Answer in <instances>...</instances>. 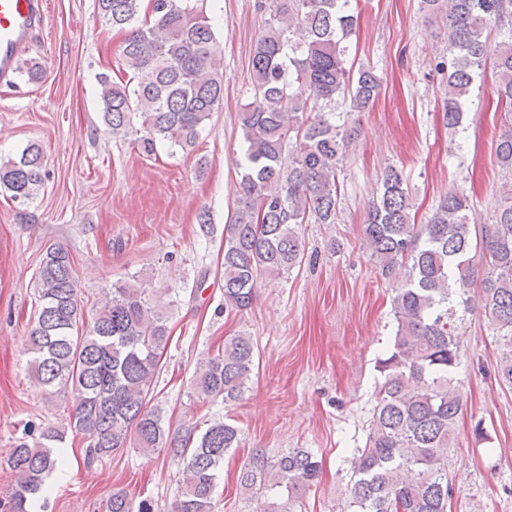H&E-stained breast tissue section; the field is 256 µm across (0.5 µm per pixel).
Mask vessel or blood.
<instances>
[{"mask_svg": "<svg viewBox=\"0 0 512 512\" xmlns=\"http://www.w3.org/2000/svg\"><path fill=\"white\" fill-rule=\"evenodd\" d=\"M44 0H0V79L13 76L35 31L44 25Z\"/></svg>", "mask_w": 512, "mask_h": 512, "instance_id": "b4317fda", "label": "vessel or blood"}]
</instances>
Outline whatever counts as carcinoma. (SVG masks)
I'll return each mask as SVG.
<instances>
[{"mask_svg":"<svg viewBox=\"0 0 512 512\" xmlns=\"http://www.w3.org/2000/svg\"><path fill=\"white\" fill-rule=\"evenodd\" d=\"M105 25L126 31L121 61L127 81L99 76L102 118L114 137L141 120L137 143L151 156L157 145L195 147L204 124L224 99L219 45L197 0H152V18L139 19L141 0H97ZM352 0H260L269 15L251 49L252 101L240 112L242 193L224 226V311L247 309L264 279L301 265L302 224H334L338 178L356 131L348 116L376 97L380 78L349 61L348 38L358 17ZM427 19L447 26L448 56L435 69L448 75L442 120L464 129L469 95L494 56L495 88L506 129L495 157L508 181L491 224L477 225L466 196L441 198L425 224L415 223L402 172H386L370 205L363 240L383 278L403 281L392 311V345L378 359L383 376L364 447L350 460L344 512H448V449L463 398L454 374L461 333L478 293L496 336L497 380L512 388V0H421ZM295 165L283 170L284 152ZM46 177L42 148L28 143L0 163V186L14 200L35 199ZM69 250L48 246L32 282L38 309L28 331L29 371L41 388H72L80 401L69 420L23 433L12 444L15 473L7 512H27L64 461L56 449L69 435L85 443L92 464L135 442L144 453L167 450L182 459V491L174 512H215L224 457L238 447L239 430L218 417L207 428L189 426L173 436L153 399L161 360L170 341L167 304L142 275L117 282L86 312L75 288ZM256 365L253 338L227 336L224 346L195 367L191 394L229 403L242 398ZM321 464L303 448L276 455L257 452L241 471L238 490L262 499L261 512H291L318 479ZM108 512L133 508L112 493Z\"/></svg>","mask_w":512,"mask_h":512,"instance_id":"cac0c4a2","label":"carcinoma"}]
</instances>
